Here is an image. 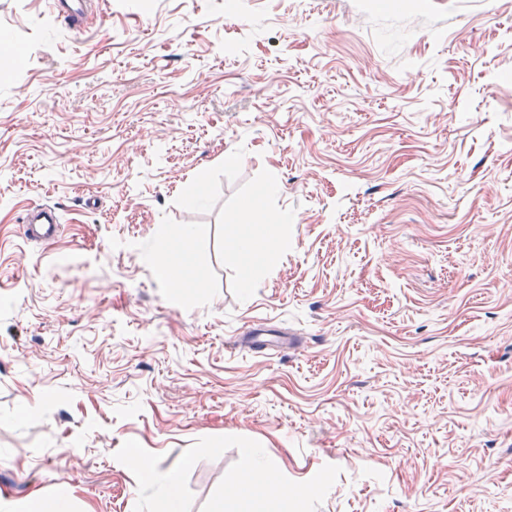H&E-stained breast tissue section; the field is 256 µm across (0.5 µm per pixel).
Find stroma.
Instances as JSON below:
<instances>
[{
  "label": "stroma",
  "instance_id": "obj_1",
  "mask_svg": "<svg viewBox=\"0 0 512 512\" xmlns=\"http://www.w3.org/2000/svg\"><path fill=\"white\" fill-rule=\"evenodd\" d=\"M0 34V501L134 512L125 441L166 471L241 436L341 467L318 512H512V0H96L79 33L0 0ZM270 180L290 243L246 298ZM185 224L191 305L152 264ZM29 236L42 240H53L60 232L59 216L54 206L39 205L30 210L28 219L24 222ZM228 245L234 254L243 277V297L249 296L248 280L252 270L259 265L273 262V255H259L252 248V230L255 224H230Z\"/></svg>",
  "mask_w": 512,
  "mask_h": 512
}]
</instances>
